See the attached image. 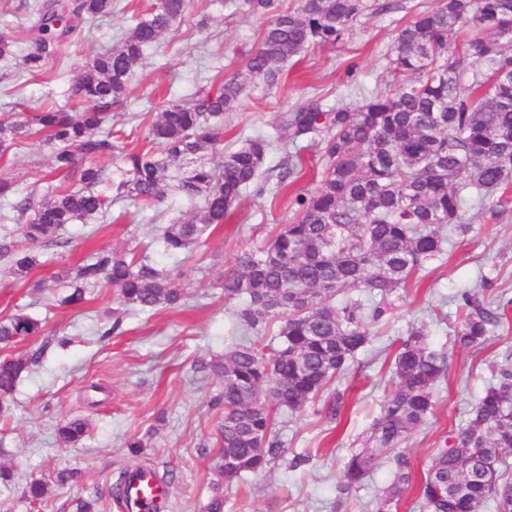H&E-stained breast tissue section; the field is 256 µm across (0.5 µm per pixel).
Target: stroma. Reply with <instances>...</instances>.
<instances>
[{
    "instance_id": "1",
    "label": "stroma",
    "mask_w": 512,
    "mask_h": 512,
    "mask_svg": "<svg viewBox=\"0 0 512 512\" xmlns=\"http://www.w3.org/2000/svg\"><path fill=\"white\" fill-rule=\"evenodd\" d=\"M369 2L370 10L345 43L301 52L285 65L276 88L253 89L236 110L225 113V149L239 148L255 133H272L280 113L306 100H321L327 108L349 106L361 94L388 90L392 76L386 54L397 29L416 13L434 8L437 0ZM19 3L0 0V32L15 41L14 56L0 59V116L25 104L81 111L83 104L72 92L80 68L96 52L117 45L147 7L145 0H116L111 16L95 20L41 72L32 73L22 57L35 15ZM267 22L264 15L236 12L230 0H191L184 18L146 50L123 105L113 112V129L142 143L148 123L167 102H190L231 78L245 79L247 56ZM294 154L302 164L294 191L316 187L322 169L317 147L309 144L298 152L287 142L275 143L262 166L264 194L244 191L224 225L193 247L182 268L186 297L181 307L127 310L107 283L89 289L85 301L75 306L60 305L66 289L45 294L35 288L61 267H75L102 248L145 252L158 267L172 269L155 238L159 225L190 211L176 194L143 213L128 201L114 204L112 223L92 235L85 225H67V246L43 248L45 265L23 279L11 277L0 260V318L22 311L41 320L43 330L0 349V360L20 354L33 360L0 420V464L13 467L20 481L48 484L42 503L17 495L7 512H75L78 500L87 498L94 500L97 512H117V478L136 466L160 476L172 474L167 512H207L217 494L225 499L224 512H373L391 481L389 463L380 462L361 487L350 491L340 489L339 471L352 451L365 447L380 405L395 386V350L414 326L426 328L430 346L448 356V374L435 390L432 415L402 446L414 471H421L465 422L493 380L492 365L512 356V331L476 347L454 346L458 295L479 271L492 267L498 274L497 296L512 299V207L491 222L474 218L467 239L446 246L424 280L392 295L386 321L374 328L348 373L324 393L328 399L342 395L337 419H327L318 402L298 414L278 412L274 430L286 448L284 457L262 473L225 485L216 447L224 417L222 384L204 365L227 352L238 305L225 302L218 279L234 268L237 254L261 246L276 225L293 219L289 194L276 193L275 186ZM50 171L46 147L24 143L0 160V177L23 190L36 175ZM115 309L123 324L113 334L109 316ZM62 336L69 339L67 346L56 343ZM75 417L88 420L89 432L78 445L62 447L56 427ZM134 437L145 443L137 456L126 447ZM60 468L78 469V481L56 485L54 472Z\"/></svg>"
}]
</instances>
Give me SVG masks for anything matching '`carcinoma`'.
Returning <instances> with one entry per match:
<instances>
[{"label": "carcinoma", "instance_id": "carcinoma-1", "mask_svg": "<svg viewBox=\"0 0 512 512\" xmlns=\"http://www.w3.org/2000/svg\"><path fill=\"white\" fill-rule=\"evenodd\" d=\"M190 0H153L131 32L112 50L94 56L77 74L73 90L86 102L80 112L40 106L0 120V158L19 142L51 149V168L75 186L35 184L16 195L17 231L32 246L16 247L0 236V259L22 279L42 264L34 244L59 246L67 224H94L112 204L131 200L143 209L173 189L195 212L165 226L162 252L178 258L224 224L247 188L260 194L259 171L275 140L319 147L324 168L317 186L291 198L294 218L278 225L263 247L238 255L219 287L224 300L243 301V332L260 335L279 323L276 345L237 343L208 364L223 383L224 420L218 427L219 468L229 484L260 473L283 453L274 431L281 409L303 411L347 371L386 321L387 299L407 288L425 264L444 252L445 239H465L469 211L496 219L512 190V0H438L398 29L388 55V91L362 96L359 104L324 109L316 100L283 113L276 137L257 134L224 151V113L236 109L248 83L273 87L284 65L312 46H336L349 38L368 0H298L266 25L247 61L248 80L232 78L217 94L190 104H169L147 130L146 151L114 140L111 111L123 104L130 77L144 51L177 22ZM113 0H41L35 5L30 46L23 64L32 73L80 35L81 25L112 14ZM121 166L109 172L98 161ZM181 274L157 268L147 256L100 250L54 283L72 289L60 303L85 300L86 288L103 281L128 308L177 307ZM362 287L380 297L336 302L338 292ZM495 280L480 272L475 288L459 297L460 323L453 343L467 348L502 326L506 304L495 302ZM41 333V321L25 313L0 319V348ZM23 355L0 361V413L29 368ZM395 388L372 424L369 445L350 453L339 472L349 490L390 459L392 480L375 512H392L403 496H416L419 512H481L494 501L512 512V479H504L512 450V360L493 368L490 384L465 424L428 459L419 482L400 445L424 425L434 392L448 373L443 352L413 328L395 356ZM66 445L87 434L70 419L57 428ZM44 481L22 489L31 504L45 495Z\"/></svg>", "mask_w": 512, "mask_h": 512}]
</instances>
